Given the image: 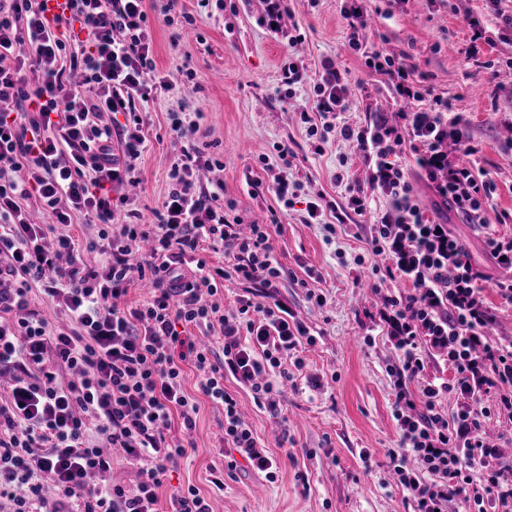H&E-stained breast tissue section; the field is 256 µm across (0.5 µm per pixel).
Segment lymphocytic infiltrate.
<instances>
[{
  "label": "lymphocytic infiltrate",
  "instance_id": "lymphocytic-infiltrate-1",
  "mask_svg": "<svg viewBox=\"0 0 512 512\" xmlns=\"http://www.w3.org/2000/svg\"><path fill=\"white\" fill-rule=\"evenodd\" d=\"M144 0H64L48 15L45 0H0V159L25 170L17 182L0 169V505L10 512H212L195 487H178L168 500L158 490L169 467L187 457L183 439L196 426L198 396L224 410V445L275 479L276 463L243 422L238 403L224 389L233 377L255 400L275 404L289 378L284 365L309 332L278 299L281 268L274 259L270 227L230 216L224 189H195L203 162L190 145L172 163L171 184L158 224L113 223L115 204L136 170L145 142L137 102L159 79L152 57ZM348 44L367 68L381 75L401 102L398 124L378 119L358 127L337 124L347 111V85L333 61L322 64L301 123L314 152L329 134L354 142L368 170V186H347V207L307 205V221L337 222L365 214L384 200L370 229V249L388 253L386 277L411 281L412 293L386 295L401 352L391 371L396 390L400 446L390 458L416 512H443L461 499L466 512H512V463L481 437L492 407L512 411V343L486 342L491 316L474 268L448 227L438 226L419 204L400 158L415 155L422 176L467 223L484 226L495 183L477 168L476 149L462 138L464 160H449L448 102L433 99L430 111L409 109L423 99L412 66L383 50H364L361 6L343 10ZM80 30L81 53L67 54L63 33ZM80 82H72L73 73ZM111 113L101 123L102 113ZM320 124H313V117ZM57 223L84 218L112 227L101 247V267L86 266L78 241L68 233L46 245L47 225L33 224L30 198ZM231 243L229 268L210 269L197 253L202 244ZM236 276L260 288V303L241 300L226 317L212 295L215 277ZM149 281L151 298L141 306L118 305L127 286ZM62 316L50 322L31 305L32 290ZM220 331L217 346L195 343L192 326ZM454 371L453 382L426 379L419 337ZM200 375L197 395L184 388V367ZM421 381V398L408 385ZM462 402L444 413L442 394ZM181 436H174L173 427ZM137 467L132 485L104 484L112 452ZM416 459L432 482L407 465Z\"/></svg>",
  "mask_w": 512,
  "mask_h": 512
}]
</instances>
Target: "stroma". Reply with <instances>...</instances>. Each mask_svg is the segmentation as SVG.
Returning a JSON list of instances; mask_svg holds the SVG:
<instances>
[{
  "label": "stroma",
  "mask_w": 512,
  "mask_h": 512,
  "mask_svg": "<svg viewBox=\"0 0 512 512\" xmlns=\"http://www.w3.org/2000/svg\"><path fill=\"white\" fill-rule=\"evenodd\" d=\"M344 0H285L279 35L262 25V0H144L152 35V55L159 75L172 90L158 91L139 113L145 148L136 162L135 180L125 188L130 206L145 223L170 188V170L184 147L202 148L208 166L193 176L206 189L223 185L225 200L249 224L271 227L274 256L284 274L277 296L287 302L314 336L303 345V365L295 370L277 407L255 402L233 378L224 388L236 398L261 446L276 462L275 480L238 461L224 473L223 487L211 482L221 467L224 413L198 396L199 377L186 367L184 387L197 395L199 412L189 459L174 464L159 490L193 486L213 512H413L414 504L390 462L400 432L393 417L395 391L390 368L400 353L384 319L386 294L410 293L397 277L380 281L373 267H386V255L367 244L370 217L350 215L336 234L305 221L306 205L324 198L346 206L345 183L366 184L368 171L354 143L332 137L314 153L297 109L311 94L321 63L335 62L348 83L350 107L340 123L362 125L390 116L396 109L388 88L348 47ZM367 49H382L425 74V100L447 99L462 125H449L444 146L458 155L460 133L477 147L478 166L496 185L487 218L493 232L512 235V41L491 0H364ZM485 29L479 61L467 58L470 20ZM297 40H289L291 32ZM294 62L305 82L285 98L281 68ZM293 151L290 177L299 189L292 207H283L271 190L280 172L277 148ZM402 165L430 218L447 224L485 275L483 294L494 318L493 344L512 343V301L502 298L497 281L512 278L498 266L484 235L443 204L421 177L411 154ZM364 265H356V257ZM323 294L324 305L309 300L307 290Z\"/></svg>",
  "instance_id": "obj_1"
}]
</instances>
